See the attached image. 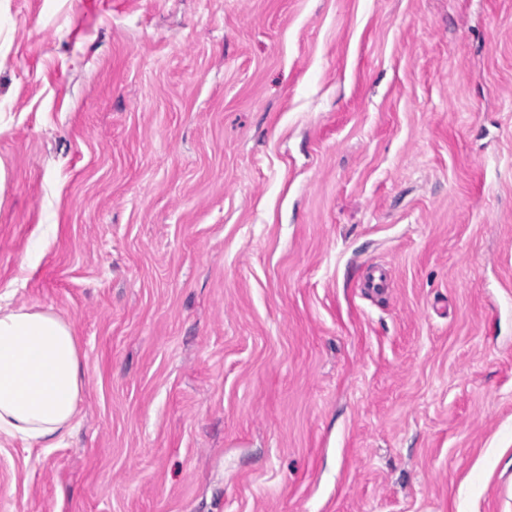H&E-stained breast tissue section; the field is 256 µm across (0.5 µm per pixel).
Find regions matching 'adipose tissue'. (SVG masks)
I'll return each instance as SVG.
<instances>
[{
  "instance_id": "1",
  "label": "adipose tissue",
  "mask_w": 512,
  "mask_h": 512,
  "mask_svg": "<svg viewBox=\"0 0 512 512\" xmlns=\"http://www.w3.org/2000/svg\"><path fill=\"white\" fill-rule=\"evenodd\" d=\"M85 357L71 325L31 306H0V439L53 448L78 424Z\"/></svg>"
}]
</instances>
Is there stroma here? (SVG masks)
Segmentation results:
<instances>
[{"instance_id":"stroma-1","label":"stroma","mask_w":512,"mask_h":512,"mask_svg":"<svg viewBox=\"0 0 512 512\" xmlns=\"http://www.w3.org/2000/svg\"><path fill=\"white\" fill-rule=\"evenodd\" d=\"M0 162V512H512V0H0ZM85 356L71 325L32 306L0 305V440L55 448L78 425Z\"/></svg>"}]
</instances>
